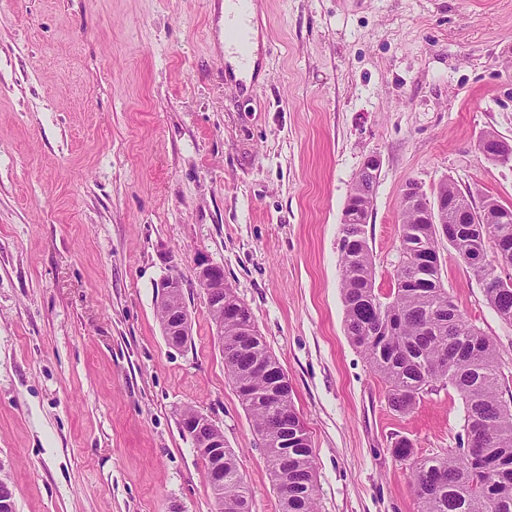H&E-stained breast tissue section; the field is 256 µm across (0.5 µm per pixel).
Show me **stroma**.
<instances>
[{"mask_svg": "<svg viewBox=\"0 0 512 512\" xmlns=\"http://www.w3.org/2000/svg\"><path fill=\"white\" fill-rule=\"evenodd\" d=\"M250 82L224 63V0H0V473L16 512H215L178 419L234 450L251 512L279 497L224 371L195 263L222 264L280 362L314 453L319 512H417L415 457L458 448L435 384L391 410L350 342L341 217L379 156L375 289L399 261L402 190L450 179L512 206V0H256ZM441 276L501 352L512 326L441 250ZM177 275L191 334L170 347L155 284ZM491 143L493 144L491 149L486 150V146ZM481 144L484 154L491 158L490 161L500 163L507 161L512 157V143H509L495 135H487L483 138Z\"/></svg>", "mask_w": 512, "mask_h": 512, "instance_id": "obj_1", "label": "stroma"}]
</instances>
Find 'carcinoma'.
<instances>
[{"instance_id":"carcinoma-1","label":"carcinoma","mask_w":512,"mask_h":512,"mask_svg":"<svg viewBox=\"0 0 512 512\" xmlns=\"http://www.w3.org/2000/svg\"><path fill=\"white\" fill-rule=\"evenodd\" d=\"M474 211L472 224H425L418 211L402 208L396 288L387 302L375 291V265L366 233L342 228L340 290L351 343L383 382L389 407L411 411L437 382L452 387L464 404V447L443 457L411 460L414 445L394 442L393 453L411 460L418 512H512V402L503 399L500 353L495 341L458 309L441 276L421 281V253H440L441 240L460 261L477 243L494 249L490 264L512 265V223H496L495 208ZM487 303L512 326V278L497 276L483 288ZM255 324L251 309L224 289V338ZM280 363L263 337L250 336L244 349L224 354L228 379L261 436L281 512H317L313 449L297 414L288 381L274 385L270 370ZM236 455L224 452V512L248 510Z\"/></svg>"}]
</instances>
